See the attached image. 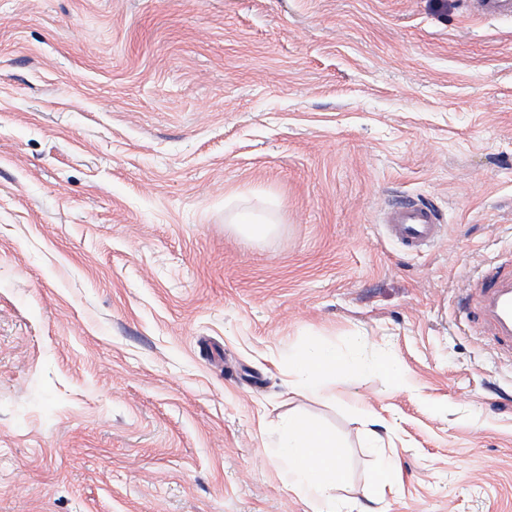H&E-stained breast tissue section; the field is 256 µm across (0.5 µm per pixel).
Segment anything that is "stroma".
Returning <instances> with one entry per match:
<instances>
[{
  "mask_svg": "<svg viewBox=\"0 0 512 512\" xmlns=\"http://www.w3.org/2000/svg\"><path fill=\"white\" fill-rule=\"evenodd\" d=\"M399 196L438 209L431 247L387 237ZM489 263L512 275V19L0 0V512H312L264 451L291 413L335 433L347 512H512ZM313 341L402 376L292 393Z\"/></svg>",
  "mask_w": 512,
  "mask_h": 512,
  "instance_id": "35a3bbf8",
  "label": "stroma"
}]
</instances>
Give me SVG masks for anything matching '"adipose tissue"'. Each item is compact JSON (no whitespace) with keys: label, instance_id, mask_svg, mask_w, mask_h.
Returning <instances> with one entry per match:
<instances>
[{"label":"adipose tissue","instance_id":"1","mask_svg":"<svg viewBox=\"0 0 512 512\" xmlns=\"http://www.w3.org/2000/svg\"><path fill=\"white\" fill-rule=\"evenodd\" d=\"M350 368L333 347L312 342L289 353L288 382L296 393L320 397L327 378ZM266 452L283 464L289 489L307 499L313 512H340L335 492L344 474L335 437L302 416L290 415L280 421Z\"/></svg>","mask_w":512,"mask_h":512}]
</instances>
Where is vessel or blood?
Wrapping results in <instances>:
<instances>
[{
    "mask_svg": "<svg viewBox=\"0 0 512 512\" xmlns=\"http://www.w3.org/2000/svg\"><path fill=\"white\" fill-rule=\"evenodd\" d=\"M478 16L512 19V0H471ZM390 236L408 249L416 250L437 241L442 226L437 210L429 204L404 197L388 211ZM478 311L493 330L502 354L512 358V278L489 271L481 279Z\"/></svg>",
    "mask_w": 512,
    "mask_h": 512,
    "instance_id": "b4317fda",
    "label": "vessel or blood"
}]
</instances>
